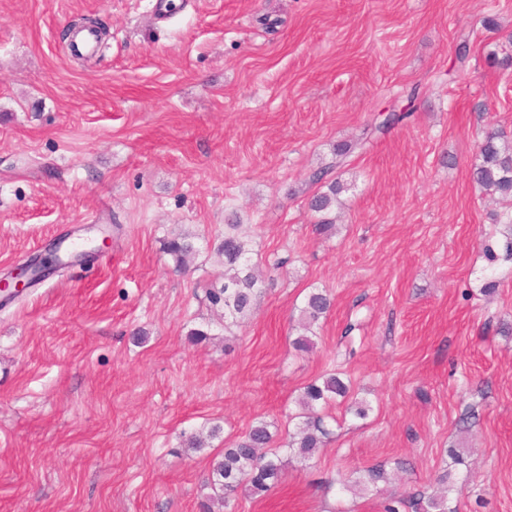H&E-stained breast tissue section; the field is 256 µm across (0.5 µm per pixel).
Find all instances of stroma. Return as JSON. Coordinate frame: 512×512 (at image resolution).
<instances>
[{"instance_id":"stroma-1","label":"stroma","mask_w":512,"mask_h":512,"mask_svg":"<svg viewBox=\"0 0 512 512\" xmlns=\"http://www.w3.org/2000/svg\"><path fill=\"white\" fill-rule=\"evenodd\" d=\"M156 3L0 0V277L56 241L67 259L0 305V512H382L446 468L458 512H512V265L484 295L499 206L472 178L485 133L512 134V66L488 59L512 46V0ZM87 19L106 31L92 60L61 39ZM414 86L411 117L374 132ZM357 138L318 234L309 176ZM231 212L265 283L228 328L206 290ZM175 236L195 246L183 272ZM313 288L333 307L301 353ZM334 370L351 390L325 446L285 455L263 495L215 498L225 444L263 420L283 445ZM374 464L387 482L359 490Z\"/></svg>"}]
</instances>
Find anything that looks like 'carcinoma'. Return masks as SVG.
<instances>
[{"label":"carcinoma","instance_id":"1","mask_svg":"<svg viewBox=\"0 0 512 512\" xmlns=\"http://www.w3.org/2000/svg\"><path fill=\"white\" fill-rule=\"evenodd\" d=\"M418 90L410 88L394 107L374 127V131L384 133L401 123L414 112ZM357 144L339 142L336 144V161L312 172L310 181L319 184L326 181L334 169L340 167ZM473 177L482 190L500 201L512 202V142L504 140V133L491 131L478 145ZM345 191L340 181L329 182L327 190L314 193L309 199V208L319 215L317 230L327 232L333 226L330 213L340 203L339 195ZM496 223L503 226L501 234L503 256H498L490 245L484 253L490 263L499 259L512 262V207L496 214ZM168 254L175 258L177 267H184L185 257L193 251V246L182 238L165 242ZM218 252L224 257V283L208 292V299L224 309V328H229L244 320L253 310L263 281L254 272V264L248 248L247 234L233 213L224 217V236L218 245ZM331 307L330 296L319 289H313L305 297L301 310L305 334L297 337L293 346L300 352H307L313 346L310 334L324 318ZM349 386L335 373H329L309 383L303 391L302 404L307 409L316 405L328 406L338 397H346ZM330 430L324 417L308 413L301 416L296 430L289 434L288 450L302 458L311 457L320 447L322 438ZM273 434L270 424L260 421L251 426L245 434L224 447L220 460L213 466L211 484L227 497L243 489L248 494L262 495L275 487L281 480L283 461L277 451L268 452ZM386 480L385 471L379 466H370L363 471L360 485L367 491L376 488ZM439 490L426 497L422 494L409 498H391L384 506L385 512H400L403 507L414 512H457L456 502L463 488L450 479L448 472L437 478Z\"/></svg>","mask_w":512,"mask_h":512}]
</instances>
